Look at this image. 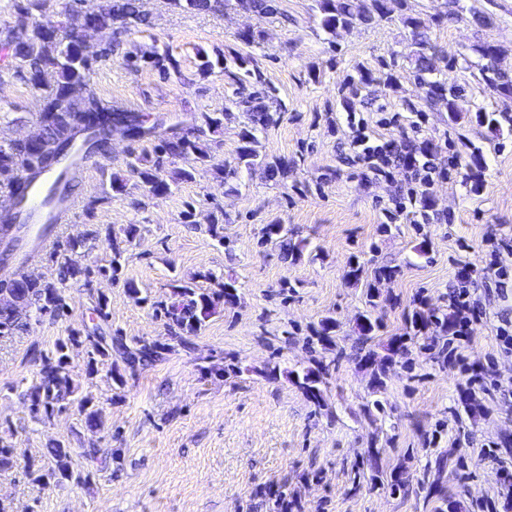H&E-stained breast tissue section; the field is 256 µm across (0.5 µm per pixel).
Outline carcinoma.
<instances>
[{
    "mask_svg": "<svg viewBox=\"0 0 512 512\" xmlns=\"http://www.w3.org/2000/svg\"><path fill=\"white\" fill-rule=\"evenodd\" d=\"M242 7L260 16L280 18L284 22L291 18L280 9L279 0H238ZM320 13L321 28L336 35L338 30H351L365 26L377 19L389 16V4L394 0H315ZM170 4L196 12L218 13L224 10V0H170ZM43 0H28V4L17 8L12 25L0 31V50L15 63L19 71L27 74L28 81L39 87L46 76H51L53 85L44 97L39 112L38 126L41 139L36 144L21 140H10L0 144V192L10 194L13 208L0 212V241L10 237V242L22 246L21 233L27 228L22 221L25 195L22 190L37 183L51 171L65 175L73 163L75 154L81 150L88 154H105L112 144V136L119 133L127 140L138 144L140 151H132L126 162L130 172L137 175L141 184L154 196L171 191V185L179 180L192 178V172L181 168L167 175L166 163L182 160L193 164L212 161L213 135L223 127L224 114L200 112L193 117L192 124L165 126L163 119L110 104L103 100L90 86L89 77L93 64L85 60L76 43L73 26L89 24L96 27L103 38L102 53L114 51L121 37L131 29L140 31L153 26L152 16L142 10L141 0H69L62 13L63 19L55 21L44 17ZM402 23L411 29L412 60L414 77L423 90V100L428 105L443 104L454 119L461 108L458 100L460 89L448 78V71L456 67V60L438 54L432 44L429 30L433 20L405 16ZM478 52L488 61L481 69V79L499 96L512 98V75L494 68L490 61L498 58L501 49L494 44H482ZM444 66H439V62ZM393 64L381 63V70L359 72L349 78L346 89L356 98L374 83H394ZM225 74L235 86L231 103L247 115L249 125L240 134L242 145L238 148V163L252 168L259 158L256 132L275 122L264 98L257 94L243 93L245 78L239 73L224 68ZM101 231L90 230L80 237L57 240L53 247L37 256L47 259L58 269L57 279L45 280L33 267L15 268L13 262L0 260V293L14 296L10 306L0 304V337L12 336L28 324L30 312L65 314L68 308L67 295L72 288L86 291L90 323L68 330L67 336L57 340L55 351L39 354V370L36 381L27 389L26 395L31 411L44 423L56 414L77 406L84 415L86 428L95 433L103 427L102 414L92 400L79 394L80 382L73 376L66 350L75 346L86 349L89 364L109 366V373L119 385H125V372L135 374L146 366L163 358L173 346L156 339L134 337L130 340L122 335L102 337V326L109 321L108 302L105 296L93 288V276L107 274L115 277L124 260L123 251L112 248V257L106 265L92 267L82 262L89 254L88 242L100 238ZM263 238L278 244L285 260L298 262L302 249L292 242L293 230L285 224H267ZM394 269H379L374 272V281L368 285L367 297L379 296L378 285L395 277ZM238 301L237 288L232 283H219L215 288H197L190 285L172 287L166 301L155 303L167 318L166 327L170 339L184 348H193L188 337L202 328L203 322L216 312L219 305L233 306ZM409 328L416 332L431 327L444 328L448 314L438 315L427 304H420L407 318ZM336 324L326 318L315 330V339L324 351L336 347ZM408 336H394L388 348L389 355L379 358L369 350L361 362L376 366L373 380L383 384L382 376L396 364V359L407 351ZM315 366L307 367L297 375V386L318 408L325 406L322 386L327 384L330 365L320 359ZM54 466L44 470L35 460L0 439V470L20 467L34 481L48 485L63 481L83 483L89 474L74 466V459L98 461L107 464L100 449L91 444L87 447L66 448L61 444L50 449Z\"/></svg>",
    "mask_w": 512,
    "mask_h": 512,
    "instance_id": "obj_1",
    "label": "carcinoma"
}]
</instances>
